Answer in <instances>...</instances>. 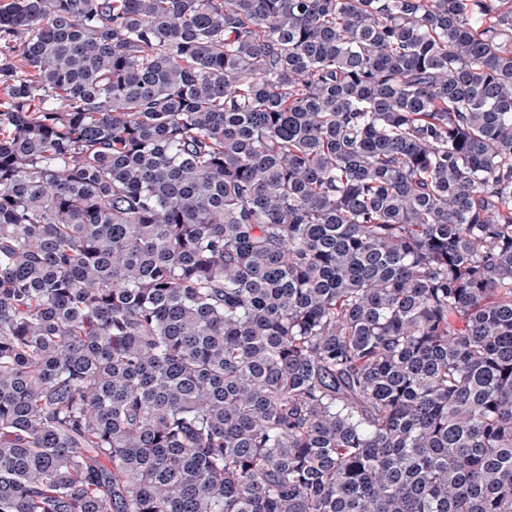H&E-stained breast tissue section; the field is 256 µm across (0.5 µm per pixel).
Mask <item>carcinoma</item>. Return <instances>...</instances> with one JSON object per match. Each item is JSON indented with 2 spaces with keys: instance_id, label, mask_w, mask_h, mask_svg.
<instances>
[{
  "instance_id": "1",
  "label": "carcinoma",
  "mask_w": 512,
  "mask_h": 512,
  "mask_svg": "<svg viewBox=\"0 0 512 512\" xmlns=\"http://www.w3.org/2000/svg\"><path fill=\"white\" fill-rule=\"evenodd\" d=\"M0 512H512V0H0Z\"/></svg>"
}]
</instances>
